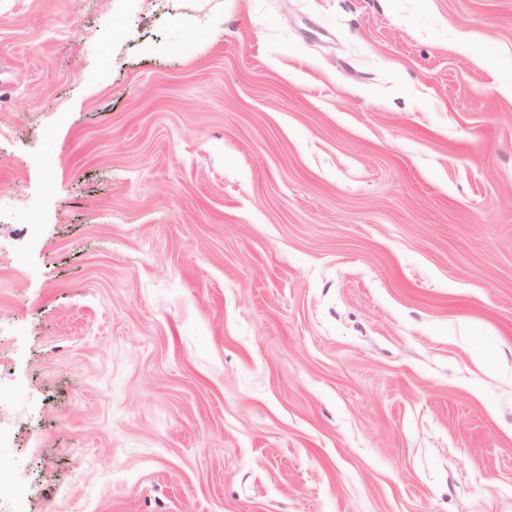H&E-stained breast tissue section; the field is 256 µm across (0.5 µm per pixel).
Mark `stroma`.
I'll list each match as a JSON object with an SVG mask.
<instances>
[{
    "label": "stroma",
    "instance_id": "1",
    "mask_svg": "<svg viewBox=\"0 0 512 512\" xmlns=\"http://www.w3.org/2000/svg\"><path fill=\"white\" fill-rule=\"evenodd\" d=\"M512 0H0V512H512Z\"/></svg>",
    "mask_w": 512,
    "mask_h": 512
}]
</instances>
